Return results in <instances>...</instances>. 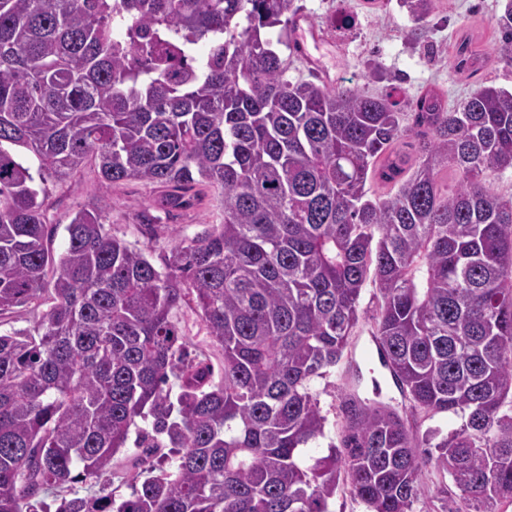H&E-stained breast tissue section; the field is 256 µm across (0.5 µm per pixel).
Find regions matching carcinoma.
Segmentation results:
<instances>
[{"instance_id": "cac0c4a2", "label": "carcinoma", "mask_w": 512, "mask_h": 512, "mask_svg": "<svg viewBox=\"0 0 512 512\" xmlns=\"http://www.w3.org/2000/svg\"><path fill=\"white\" fill-rule=\"evenodd\" d=\"M291 2L0 0V326L47 307L0 332V512H331L342 482L367 512H412L430 464L461 493L448 512L512 506V195L494 189L512 91L402 112L292 82ZM402 4L418 24L434 9ZM499 29L512 67V0ZM454 62L473 75L484 57L460 42ZM88 158L105 189L166 188L162 208L210 186L224 221L174 241L161 271L105 229L102 196L57 256L34 182ZM369 283L411 413L464 423L431 451L396 408L346 399L338 442L308 457L326 425L311 381L344 357ZM190 301L217 368L187 356L172 312ZM132 436L129 496L79 495Z\"/></svg>"}]
</instances>
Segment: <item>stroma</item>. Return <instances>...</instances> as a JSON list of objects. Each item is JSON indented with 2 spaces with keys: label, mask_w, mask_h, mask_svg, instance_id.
I'll use <instances>...</instances> for the list:
<instances>
[{
  "label": "stroma",
  "mask_w": 512,
  "mask_h": 512,
  "mask_svg": "<svg viewBox=\"0 0 512 512\" xmlns=\"http://www.w3.org/2000/svg\"><path fill=\"white\" fill-rule=\"evenodd\" d=\"M293 5L313 20L322 39L317 43L308 39L302 41L300 49L289 50V80H312L323 71L332 85L391 96L404 112L415 97L430 89L454 106L485 77L495 79L498 86L512 88V68L500 62L493 51L504 0H436L417 37L412 34L416 23L399 0H293ZM463 39L485 53L482 76L454 70L455 47ZM373 69L378 77L371 80L367 73ZM45 188L46 217L57 227L53 248L58 254L67 244L65 225L78 210L103 194L109 198L106 224L111 234L144 249L158 267L170 251L172 237L151 238L146 224H166L174 230V237L192 239L207 234L222 220L219 196L211 187L196 186L188 206L166 213L154 206L161 193L159 187L129 180L102 190L90 161L78 167L66 182L49 181ZM380 304L375 288L363 289L347 361L311 383L326 417L325 432L330 440L339 436L341 403L347 395L392 405L401 402L387 371L367 355ZM175 317L189 355L202 354L213 364H220L221 350L208 336L194 304L182 306ZM422 484L424 492L414 503L413 512H444L448 497L458 494L449 476L431 465L423 472Z\"/></svg>",
  "instance_id": "stroma-1"
}]
</instances>
